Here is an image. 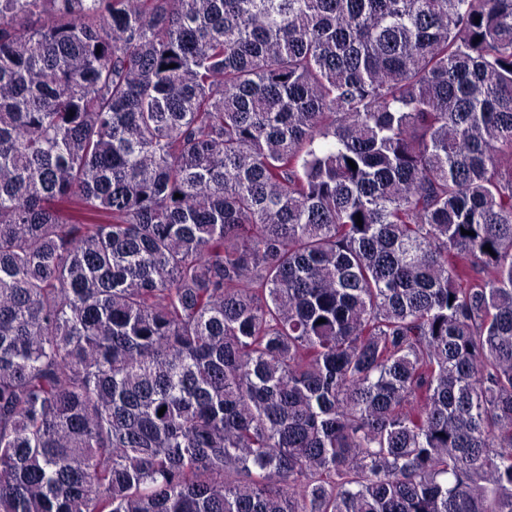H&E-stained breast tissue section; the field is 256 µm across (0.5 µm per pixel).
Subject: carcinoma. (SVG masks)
I'll use <instances>...</instances> for the list:
<instances>
[{"label": "carcinoma", "instance_id": "obj_1", "mask_svg": "<svg viewBox=\"0 0 512 512\" xmlns=\"http://www.w3.org/2000/svg\"><path fill=\"white\" fill-rule=\"evenodd\" d=\"M0 512H512V0H0Z\"/></svg>", "mask_w": 512, "mask_h": 512}]
</instances>
